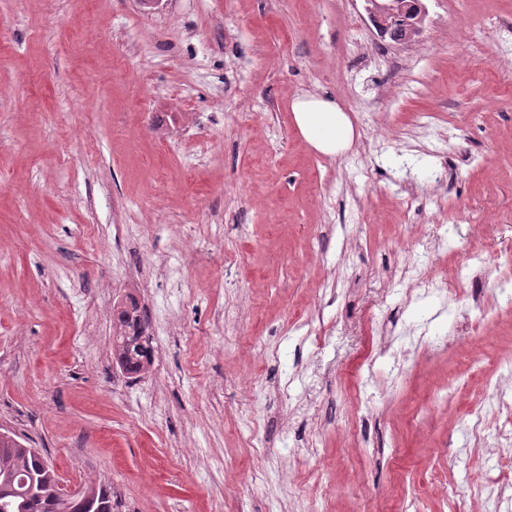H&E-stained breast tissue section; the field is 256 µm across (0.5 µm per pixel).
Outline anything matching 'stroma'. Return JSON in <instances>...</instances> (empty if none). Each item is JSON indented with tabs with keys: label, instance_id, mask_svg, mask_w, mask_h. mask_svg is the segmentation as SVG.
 <instances>
[{
	"label": "stroma",
	"instance_id": "35a3bbf8",
	"mask_svg": "<svg viewBox=\"0 0 512 512\" xmlns=\"http://www.w3.org/2000/svg\"><path fill=\"white\" fill-rule=\"evenodd\" d=\"M364 0H0V428L114 512H470L512 494V0H427L403 46ZM406 56L403 67L381 54ZM421 72L426 90H408ZM355 137L307 144L295 98ZM445 114L426 130L418 112ZM448 182L447 242L409 209ZM447 289L407 296L393 268ZM136 300L145 375L113 361ZM319 309L307 335L301 314ZM292 112L304 140L325 155H336L354 138L352 122L336 102L303 95L293 101ZM503 251L508 254L510 258L512 257L510 247L492 251L478 249V251L472 252L468 258V263L460 269L458 276L462 279H467L474 270L485 267L491 261L497 263L502 256Z\"/></svg>",
	"mask_w": 512,
	"mask_h": 512
}]
</instances>
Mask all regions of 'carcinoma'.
<instances>
[{
    "mask_svg": "<svg viewBox=\"0 0 512 512\" xmlns=\"http://www.w3.org/2000/svg\"><path fill=\"white\" fill-rule=\"evenodd\" d=\"M112 357L124 372L145 374L152 350L142 330L138 304L131 300L112 320ZM0 512H112L107 484L90 482L80 496L60 495L59 477L41 454L21 441L0 437Z\"/></svg>",
    "mask_w": 512,
    "mask_h": 512,
    "instance_id": "cac0c4a2",
    "label": "carcinoma"
}]
</instances>
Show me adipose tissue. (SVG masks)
Returning a JSON list of instances; mask_svg holds the SVG:
<instances>
[{
  "label": "adipose tissue",
  "instance_id": "adipose-tissue-1",
  "mask_svg": "<svg viewBox=\"0 0 512 512\" xmlns=\"http://www.w3.org/2000/svg\"><path fill=\"white\" fill-rule=\"evenodd\" d=\"M292 112L304 140L323 154L336 155L354 138L352 122L336 102L303 95L294 100Z\"/></svg>",
  "mask_w": 512,
  "mask_h": 512
}]
</instances>
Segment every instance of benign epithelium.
Segmentation results:
<instances>
[{
  "instance_id": "7a95c632",
  "label": "benign epithelium",
  "mask_w": 512,
  "mask_h": 512,
  "mask_svg": "<svg viewBox=\"0 0 512 512\" xmlns=\"http://www.w3.org/2000/svg\"><path fill=\"white\" fill-rule=\"evenodd\" d=\"M366 11L380 33L398 42H410L419 36L428 10L425 0H364Z\"/></svg>"
}]
</instances>
